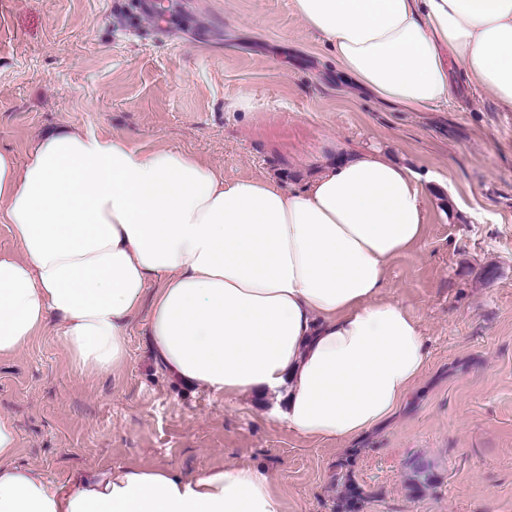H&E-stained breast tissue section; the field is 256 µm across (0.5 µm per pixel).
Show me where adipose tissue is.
Returning <instances> with one entry per match:
<instances>
[{
    "instance_id": "1",
    "label": "adipose tissue",
    "mask_w": 512,
    "mask_h": 512,
    "mask_svg": "<svg viewBox=\"0 0 512 512\" xmlns=\"http://www.w3.org/2000/svg\"><path fill=\"white\" fill-rule=\"evenodd\" d=\"M346 76L411 111L447 104L452 73L512 110V0H294ZM0 357L50 319L80 374L120 370L149 312L152 356L179 382L273 398L289 429L346 442L390 418L422 375L418 322L380 292L425 232L415 173L370 150L298 188L225 182L176 150L60 130L0 152ZM0 417V512H282L267 474L126 468L68 486L15 465Z\"/></svg>"
}]
</instances>
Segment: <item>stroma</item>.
I'll use <instances>...</instances> for the list:
<instances>
[{
  "mask_svg": "<svg viewBox=\"0 0 512 512\" xmlns=\"http://www.w3.org/2000/svg\"><path fill=\"white\" fill-rule=\"evenodd\" d=\"M456 86L407 112L336 66L292 0H0V150L46 132L122 136L194 154L226 181L300 185L337 155L380 149L422 185L425 235L387 267L381 297L421 327L428 360L397 412L352 443L289 430L269 399L185 386L158 368L138 317L124 368L80 376L56 323L0 359V416L17 461L77 471L229 465L272 477L283 512H512V112ZM428 463L431 484L409 482Z\"/></svg>",
  "mask_w": 512,
  "mask_h": 512,
  "instance_id": "1",
  "label": "stroma"
}]
</instances>
